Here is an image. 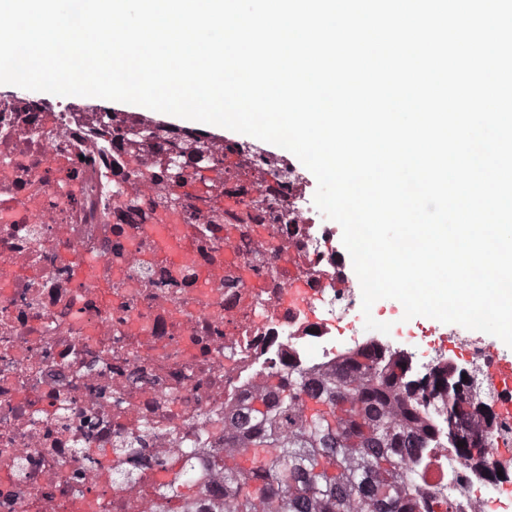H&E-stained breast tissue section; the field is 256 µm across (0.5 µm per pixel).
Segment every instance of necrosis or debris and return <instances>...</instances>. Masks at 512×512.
<instances>
[{"instance_id": "necrosis-or-debris-1", "label": "necrosis or debris", "mask_w": 512, "mask_h": 512, "mask_svg": "<svg viewBox=\"0 0 512 512\" xmlns=\"http://www.w3.org/2000/svg\"><path fill=\"white\" fill-rule=\"evenodd\" d=\"M117 123L115 138L70 103L0 97V512H184L159 494L171 471L193 505L219 502L224 420L275 375L335 368L372 341L415 379L446 363L397 306L371 310L390 333L365 329L336 223L291 162L242 143V174L191 192L222 171L223 142ZM450 334L494 401L493 348ZM416 472L454 512H512L453 449Z\"/></svg>"}]
</instances>
